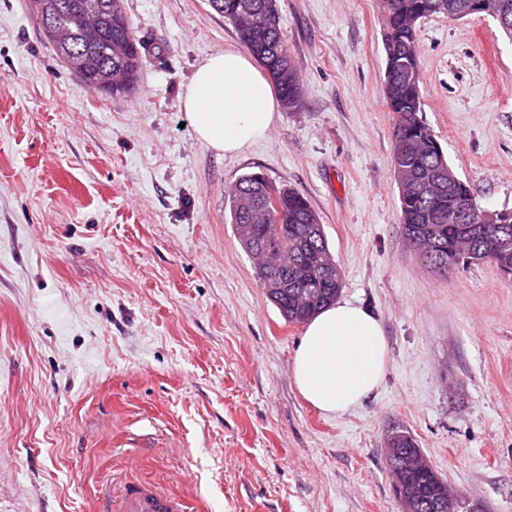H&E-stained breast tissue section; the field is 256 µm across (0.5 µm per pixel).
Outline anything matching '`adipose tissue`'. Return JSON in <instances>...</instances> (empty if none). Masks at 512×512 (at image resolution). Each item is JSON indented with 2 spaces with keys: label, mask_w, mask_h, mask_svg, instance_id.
I'll use <instances>...</instances> for the list:
<instances>
[{
  "label": "adipose tissue",
  "mask_w": 512,
  "mask_h": 512,
  "mask_svg": "<svg viewBox=\"0 0 512 512\" xmlns=\"http://www.w3.org/2000/svg\"><path fill=\"white\" fill-rule=\"evenodd\" d=\"M183 108L199 140L216 152L232 155L268 136L279 100L254 59L227 48L199 63ZM387 360V340L376 316L340 301L308 321L294 353L293 380L311 406L337 415L377 390Z\"/></svg>",
  "instance_id": "ef3b65f1"
}]
</instances>
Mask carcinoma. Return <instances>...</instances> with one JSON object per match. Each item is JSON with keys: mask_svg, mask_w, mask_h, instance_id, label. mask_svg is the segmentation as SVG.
I'll return each mask as SVG.
<instances>
[{"mask_svg": "<svg viewBox=\"0 0 512 512\" xmlns=\"http://www.w3.org/2000/svg\"><path fill=\"white\" fill-rule=\"evenodd\" d=\"M40 11L29 6L41 28L64 31L66 49L84 59L79 76L84 86L114 98L130 94L137 83L143 43L137 38L123 0H44ZM462 0H383L386 52L385 99L394 114V174L398 187L403 236L414 246L426 239L430 255L423 265L440 274L465 265L491 263L512 274V211L497 224L482 221V209L462 179L438 178L444 151L423 120L419 81L417 31L433 15L459 20L456 4ZM210 8L231 23L240 42L265 68L277 86L282 105L290 110L302 104L298 67L281 29L278 0H208ZM485 15L512 24V0H487ZM106 72L126 76L124 87L107 88ZM226 206L234 235L254 258L274 255V264L257 267L258 279L277 280L282 287L269 299L289 323H305L336 302L344 281L329 248L320 217L299 192L258 174L241 176L228 192ZM387 445L410 457L419 452L406 431L393 429ZM402 498L411 512H430L440 502L443 512H459L457 496L436 474L403 484Z\"/></svg>", "mask_w": 512, "mask_h": 512, "instance_id": "carcinoma-1", "label": "carcinoma"}]
</instances>
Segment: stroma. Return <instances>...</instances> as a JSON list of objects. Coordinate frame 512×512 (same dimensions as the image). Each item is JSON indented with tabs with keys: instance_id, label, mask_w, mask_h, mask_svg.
Segmentation results:
<instances>
[{
	"instance_id": "stroma-1",
	"label": "stroma",
	"mask_w": 512,
	"mask_h": 512,
	"mask_svg": "<svg viewBox=\"0 0 512 512\" xmlns=\"http://www.w3.org/2000/svg\"><path fill=\"white\" fill-rule=\"evenodd\" d=\"M147 44L127 97L85 87L27 0H0V512H98L148 480L187 512H403L386 464L408 431L449 488L512 512V275L442 276L403 237L382 0H279L303 102L224 155L182 107L239 47L207 0H124ZM423 118L480 208L512 209V40L424 19ZM302 194L388 341L380 388L340 415L298 393L304 327L240 246L225 189Z\"/></svg>"
}]
</instances>
